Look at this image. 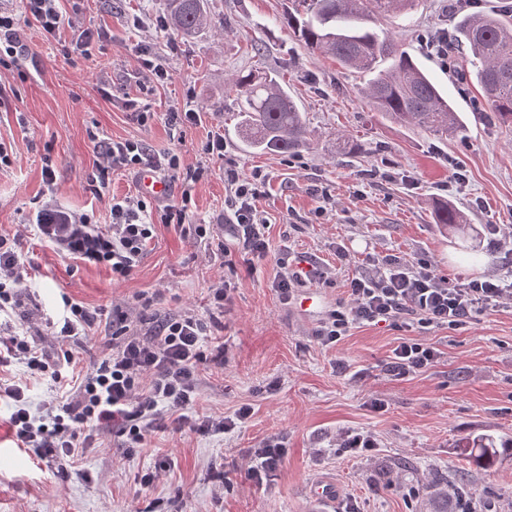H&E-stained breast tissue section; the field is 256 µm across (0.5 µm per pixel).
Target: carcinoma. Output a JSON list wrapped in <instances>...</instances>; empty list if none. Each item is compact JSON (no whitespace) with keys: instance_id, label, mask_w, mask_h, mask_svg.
<instances>
[{"instance_id":"carcinoma-1","label":"carcinoma","mask_w":512,"mask_h":512,"mask_svg":"<svg viewBox=\"0 0 512 512\" xmlns=\"http://www.w3.org/2000/svg\"><path fill=\"white\" fill-rule=\"evenodd\" d=\"M206 0H166L165 28L191 37L210 26ZM417 0H294L282 23L311 54L330 56L340 66L367 76L361 92L383 117L418 127L441 138H462L467 128L437 83L417 59L401 48L380 23L407 15ZM456 45L466 49L470 76L491 106L494 120L512 128V21L469 11L459 17ZM236 94V129L245 147L264 153L294 155L308 145L304 113L288 86L267 74L238 73L228 81ZM438 224L458 233L471 225L458 209L442 204ZM476 461L492 466L512 443L489 437L466 441Z\"/></svg>"}]
</instances>
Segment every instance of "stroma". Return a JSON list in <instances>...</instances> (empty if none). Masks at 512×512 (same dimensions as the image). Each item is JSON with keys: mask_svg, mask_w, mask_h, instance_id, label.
<instances>
[{"mask_svg": "<svg viewBox=\"0 0 512 512\" xmlns=\"http://www.w3.org/2000/svg\"><path fill=\"white\" fill-rule=\"evenodd\" d=\"M453 2L422 0L407 29L398 18L383 23L468 124L466 138L447 140L382 117L361 93L364 75L308 54L279 23L291 0H208L214 28L188 40L154 26L165 0H62L63 9L79 6L85 26L104 35L89 60L74 64L57 40L23 23L26 56L36 69L24 83L0 73V83L10 87L0 96V143L11 157L0 167V235L17 238L31 276L20 305L0 317V326L26 334L48 353L71 352L74 362L65 374L77 377L102 357L115 304L156 292L160 314L208 316L209 288L225 274L217 239L230 232L224 222L228 158L241 176L258 171L265 178L256 206L270 222V251L254 273H238L221 318L228 361L201 369L194 406L201 416L251 406L246 424L215 436L161 427L131 451L122 438L105 433L75 461L41 460L16 446L11 407L0 402V512H305L306 493L321 479L342 487L335 512L350 503L358 512H434L460 479L484 500V512H512V455L479 467L462 449L465 439L477 436L512 439V307L458 330L422 334L365 325L330 349L312 335L326 311L346 298L349 276L392 256L427 257L438 276L450 280L512 275V252L487 245L488 225L512 229V130L491 119L479 87L463 76L460 54L446 67L420 42L452 26ZM137 17L142 25H134ZM141 43L165 55L171 71L167 86L148 95L140 94L133 78ZM249 71L287 84L312 132L310 150L257 154L229 130L225 159L201 153L211 126L223 125L233 111L229 79ZM129 96L148 103L159 120L137 124L124 106ZM174 107L201 112L202 123L171 130L161 115ZM340 133L359 145V153L336 152ZM97 138L141 139L153 150L176 152L182 169L208 167V178L192 191L193 220L215 225L217 238L199 241L158 227L139 266L123 281L42 239L29 219L38 202L51 198L108 224L104 201L86 189ZM47 154L55 170L50 183L42 175ZM457 164L466 171L461 183L451 179ZM317 185L331 194L323 216L317 212L323 203L312 192ZM443 202L467 216L476 253H465L449 228L436 223L434 209ZM283 251L293 268L319 263L328 270L330 285L300 286L319 294L314 311L279 301L272 282ZM65 295L99 314L86 335L69 341L53 328ZM403 337L434 346L435 365L404 378L385 374L383 364ZM340 360L346 372L337 371ZM375 399L381 409L372 408ZM347 431L374 434L378 448L338 456L337 440ZM274 436L285 439V461L259 486L247 475L246 455ZM160 455L171 459L170 469L141 486V474ZM220 470L221 483L213 478ZM429 480L437 484L434 496H414Z\"/></svg>", "mask_w": 512, "mask_h": 512, "instance_id": "35a3bbf8", "label": "stroma"}]
</instances>
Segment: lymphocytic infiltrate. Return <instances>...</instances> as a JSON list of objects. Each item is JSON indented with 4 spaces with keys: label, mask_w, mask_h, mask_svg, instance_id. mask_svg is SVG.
Here are the masks:
<instances>
[{
    "label": "lymphocytic infiltrate",
    "mask_w": 512,
    "mask_h": 512,
    "mask_svg": "<svg viewBox=\"0 0 512 512\" xmlns=\"http://www.w3.org/2000/svg\"><path fill=\"white\" fill-rule=\"evenodd\" d=\"M33 24L48 38H57L63 29L76 30L75 40L62 46L65 58H89L90 47L100 31L79 27L74 15L64 14L59 0H23ZM22 30L11 12L0 9V71L12 72L26 81L29 73L21 63ZM88 188L102 195L114 172H134L145 168L177 173V154L152 151L141 140H98ZM206 167L188 172L195 183L207 176ZM224 197L226 222L232 241L223 245L227 277L210 287L211 303L224 310L232 300L237 267L254 272L257 262L268 254V221L255 202L262 194L261 174L240 177L233 166H225ZM181 191V201L164 206L135 192L109 199L110 224L101 227L95 217L77 214L51 201L42 202L35 212V224L47 242L80 261L110 268L118 280L130 277L154 238L156 225L192 233L205 239L212 233L207 224L192 223L191 190ZM28 269L21 261L14 240L0 236V313L16 307ZM512 303V280L486 276L455 283L437 275L424 258H393L359 273L347 282V297L328 310L314 329L316 341L335 347L350 330L360 325L386 323L395 328L417 327L420 332L434 328L457 330L469 321L503 304ZM153 297L141 294L130 305L112 308V351L87 370L76 390L63 391L55 405L32 411L23 382L0 383V398L13 404L10 424L18 447L32 450L39 458L72 459L77 449L93 447L99 432L107 430L123 437L126 447H141L149 432L163 416H170L175 430L189 429L202 434H223L245 424L251 415L248 406L229 416H199L194 412L201 366L224 364L225 343H218L214 356L205 346L212 336L210 325L198 315L181 313L158 316ZM438 356L431 344L417 339L401 341L387 364L389 374L405 377L433 365ZM22 361L30 375H50L62 381V371L72 363L70 353L52 355L26 337L0 336V368ZM285 455L283 438L263 440L248 452V474L256 483L270 480Z\"/></svg>",
    "instance_id": "f902f5d3"
}]
</instances>
